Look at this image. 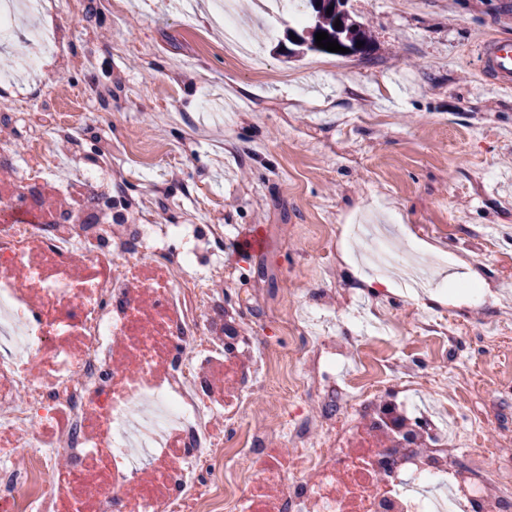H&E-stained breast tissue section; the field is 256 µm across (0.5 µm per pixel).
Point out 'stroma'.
<instances>
[{
  "label": "stroma",
  "instance_id": "1",
  "mask_svg": "<svg viewBox=\"0 0 512 512\" xmlns=\"http://www.w3.org/2000/svg\"><path fill=\"white\" fill-rule=\"evenodd\" d=\"M233 8L263 48L260 69L225 45L213 0H41L62 49L42 81L0 89L12 162L62 119L84 164L109 144L144 174L128 195L163 183L166 223L225 226L224 297L258 292L252 323L284 296L307 309L335 289L327 326L348 339L337 380L360 373L371 343L394 373H419V406L439 384L490 465L512 462V91L489 84L478 54L512 37V0H347L372 39L366 56H289L291 20L272 37L255 0ZM319 224L336 227L327 274ZM357 224L379 226L399 253L445 260L420 293L381 288ZM255 233L263 247L237 255ZM428 313L448 340L419 329Z\"/></svg>",
  "mask_w": 512,
  "mask_h": 512
}]
</instances>
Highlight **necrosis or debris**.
Segmentation results:
<instances>
[{"label":"necrosis or debris","instance_id":"1","mask_svg":"<svg viewBox=\"0 0 512 512\" xmlns=\"http://www.w3.org/2000/svg\"><path fill=\"white\" fill-rule=\"evenodd\" d=\"M29 53L0 84L38 80L60 50L33 25ZM33 137L21 168L0 145V512H512V469L486 448L448 454V421L381 377L345 390L330 378L344 346L284 300L294 339L259 335L228 303L224 227L197 234L139 203L136 224L88 221L55 183L52 141ZM318 399L279 430V392Z\"/></svg>","mask_w":512,"mask_h":512}]
</instances>
